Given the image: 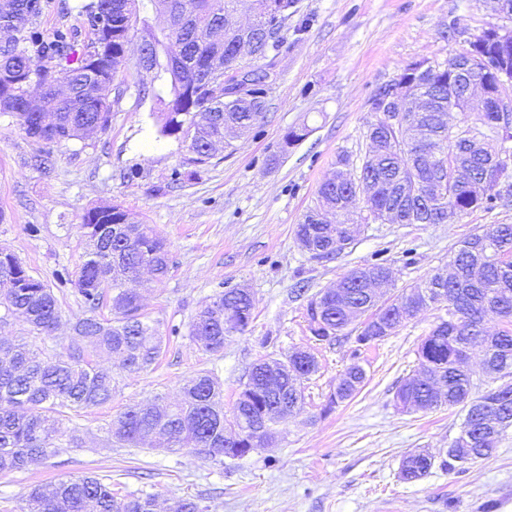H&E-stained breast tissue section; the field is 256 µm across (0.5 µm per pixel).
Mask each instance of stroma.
Segmentation results:
<instances>
[{"label":"stroma","mask_w":512,"mask_h":512,"mask_svg":"<svg viewBox=\"0 0 512 512\" xmlns=\"http://www.w3.org/2000/svg\"><path fill=\"white\" fill-rule=\"evenodd\" d=\"M297 6L306 27L289 33L288 50L277 59L264 120L210 166L187 165L184 143L156 139L150 103H138L131 91L115 105L105 134L66 145L35 141L15 116L0 113V248L55 284L59 271H76L80 263L83 214L117 204L166 240L170 258L167 277L146 279L142 287L144 310L167 338L157 365L136 373L113 368L111 401L64 420L83 447L0 474V512H26L33 486L89 475L121 496L144 490L165 508L192 498L207 512H512V429L493 457L449 467L460 407L406 412L395 403L445 305L420 311L368 346L356 343L355 325L347 340H318L307 312L312 294L355 267L385 263L399 288L425 278L470 234L512 224V194L493 210L450 224L361 225L330 260L311 258L295 237L338 153L361 164L375 119L374 90L409 63L441 62L463 51L503 18L492 0H298ZM451 24L457 37L443 41L439 32ZM303 125L309 136L283 148L285 133ZM302 281L308 292H298ZM237 286L249 288L255 302L248 332L222 352L199 351L187 337L192 317ZM297 349L311 352L318 370L305 383L303 411L280 424L271 446L242 458L205 459L185 449L105 442L109 423L128 405L175 400L184 381L201 371L223 382L224 416L232 418L252 364ZM355 362L366 379L351 398L337 400L342 374ZM421 449L433 455L432 468L402 479L404 455Z\"/></svg>","instance_id":"1"}]
</instances>
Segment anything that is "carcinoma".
<instances>
[{
    "mask_svg": "<svg viewBox=\"0 0 512 512\" xmlns=\"http://www.w3.org/2000/svg\"><path fill=\"white\" fill-rule=\"evenodd\" d=\"M29 17L0 12V27L17 32L20 54L0 45V112H10L26 135L50 144L86 139L89 132L104 133L112 121V107L124 89L116 83L127 63L133 25L149 32L152 51L146 69L152 78L135 82L137 99L151 98L156 138L187 142L186 163L208 165L214 154L205 148L210 135L232 139L249 132L266 113L263 80L288 43L286 24L296 12V0H170L164 25L156 29L140 19L141 0H64L63 14L85 19L92 38L78 47V31L59 27L49 36L39 28L46 5L28 0ZM131 20L112 34L95 31L92 20L107 10ZM237 15L245 25L224 32V42L206 43L200 35ZM252 44L247 54L250 89L245 97L224 98V69L210 61L215 56L235 58L241 36ZM492 63L507 67L512 77V44L497 38L496 27L484 29L470 48L431 66L428 60L406 65L401 72L405 91L426 103V112L401 115L383 110L389 95L377 87L370 104L378 109L365 133L369 149L359 167L341 154L334 179L319 186L317 204L308 209L296 229L299 247L313 258L338 253L336 242L352 241V227L360 212H372L384 223L448 224L474 210H491L501 196L499 180L485 176L498 163L503 143L512 142V111L490 107L473 112L464 93L475 78L496 83L486 70ZM59 67L69 93L49 85L33 96L32 73ZM462 115L456 123L448 115ZM369 181V194L356 198L358 183ZM130 213L119 205L95 207L82 216L85 240L75 278L58 276L57 288L33 276L14 254L0 251V326L13 320L24 324L23 335L0 338V473L26 469L59 453L62 445L80 446L75 435L64 437L63 417L68 411L97 407L112 399L115 380L99 358L117 360L131 372L148 371L156 364L164 338L143 313L140 286L148 272L158 281L169 271L165 240L149 225L127 223ZM453 271L435 270L421 282L395 288L390 268L372 264L340 277L343 295L319 292L311 297L308 312L321 311L314 333L330 341L344 335L354 322L361 325L356 342L367 345L387 329L395 333L415 313L433 304H448L447 317L420 343L417 354L423 375L408 377L396 391L406 409L429 411L460 406L463 424L472 441L452 440L448 458L462 464L490 458L497 446L483 444V430L493 424L498 436L512 427V381L502 386L475 388L480 372L497 379L512 376V224H492L463 240L449 259ZM72 286L80 296L82 314L71 323V342L64 354L50 353L32 341L50 337L62 318L58 294ZM374 288L384 297L369 298ZM110 308L113 317L102 310ZM254 301L248 289L219 292L193 317L188 337L196 348L210 353L224 350L235 336L249 330ZM490 315L506 327L489 333L482 328ZM480 347L484 359L474 369L464 362L467 347ZM279 360L255 364L247 380L255 392H240L233 420L258 448L277 434L268 417L266 401L273 393L288 398V407L301 411L304 381L317 371L308 353L299 358V375L273 370ZM366 378L357 363L344 371L345 388L339 399L351 398ZM440 381L436 395L433 383ZM107 440L120 448L170 450L189 448L204 458H236L248 444L225 431L223 383L203 371L187 380L174 404L157 401L129 405L107 429ZM432 467V458L410 453L401 475L416 480ZM156 496L144 490L122 498L111 484L96 476L36 486L28 496V512H157Z\"/></svg>",
    "mask_w": 512,
    "mask_h": 512,
    "instance_id": "1",
    "label": "carcinoma"
}]
</instances>
